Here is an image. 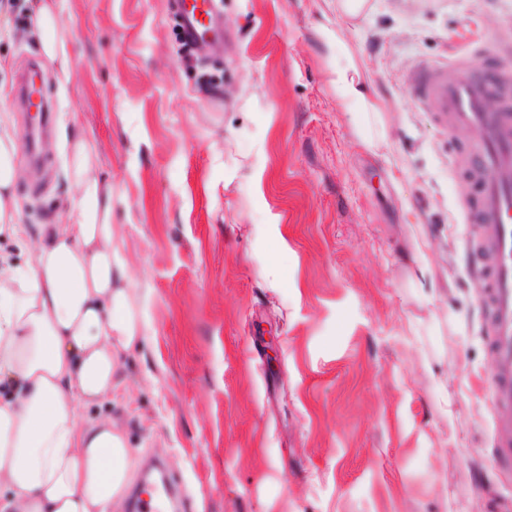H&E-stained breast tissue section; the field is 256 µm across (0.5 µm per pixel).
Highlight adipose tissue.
I'll return each instance as SVG.
<instances>
[{"instance_id":"1","label":"adipose tissue","mask_w":512,"mask_h":512,"mask_svg":"<svg viewBox=\"0 0 512 512\" xmlns=\"http://www.w3.org/2000/svg\"><path fill=\"white\" fill-rule=\"evenodd\" d=\"M28 32L43 55L66 61L57 0H28ZM339 55L340 105L374 106L361 67L338 30L320 27ZM18 143L0 113V234L23 238L14 186ZM95 143L77 138L70 177L79 196L58 223L42 225L31 262L0 259V512H112L124 497L134 458L111 418L81 422L76 407L112 392L119 355L142 338L138 295L112 222V187L93 173Z\"/></svg>"}]
</instances>
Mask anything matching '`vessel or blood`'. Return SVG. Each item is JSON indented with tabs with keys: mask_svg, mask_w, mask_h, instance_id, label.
I'll return each instance as SVG.
<instances>
[{
	"mask_svg": "<svg viewBox=\"0 0 512 512\" xmlns=\"http://www.w3.org/2000/svg\"><path fill=\"white\" fill-rule=\"evenodd\" d=\"M218 0H171L187 40L199 42L216 30ZM419 106L438 112L449 131L466 130L470 139L456 157L470 174L474 193L464 207L483 227L470 249L481 265L484 282L478 305L487 328L493 361L487 398L497 411L498 459L512 461V73L475 74L448 66L423 65L409 88ZM500 100L498 111L485 107ZM174 490L168 481L136 498V512H168Z\"/></svg>",
	"mask_w": 512,
	"mask_h": 512,
	"instance_id": "b4317fda",
	"label": "vessel or blood"
}]
</instances>
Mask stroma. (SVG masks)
I'll use <instances>...</instances> for the list:
<instances>
[{"instance_id": "35a3bbf8", "label": "stroma", "mask_w": 512, "mask_h": 512, "mask_svg": "<svg viewBox=\"0 0 512 512\" xmlns=\"http://www.w3.org/2000/svg\"><path fill=\"white\" fill-rule=\"evenodd\" d=\"M66 67L0 0V113L38 69L43 162L19 153L30 234L78 190L97 145L142 345L110 416L136 472L166 466L186 512H512L493 462L488 354L451 161L461 146L408 87L422 64L512 70V0H222L224 35L190 57L169 0H60ZM322 25L339 26L376 117L343 111Z\"/></svg>"}]
</instances>
